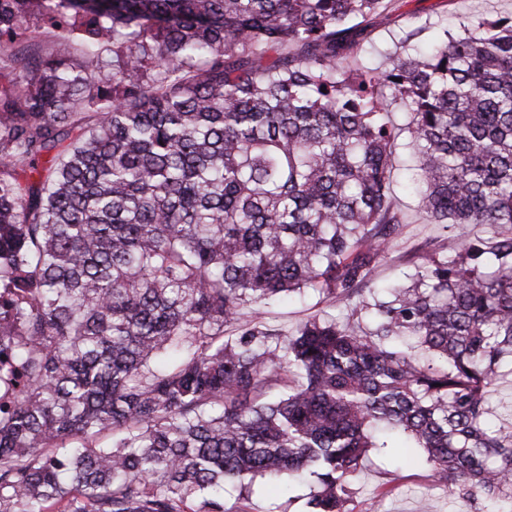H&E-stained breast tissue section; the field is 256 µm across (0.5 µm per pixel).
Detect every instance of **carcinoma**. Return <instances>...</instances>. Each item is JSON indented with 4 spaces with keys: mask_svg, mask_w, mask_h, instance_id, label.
Wrapping results in <instances>:
<instances>
[{
    "mask_svg": "<svg viewBox=\"0 0 512 512\" xmlns=\"http://www.w3.org/2000/svg\"><path fill=\"white\" fill-rule=\"evenodd\" d=\"M390 2L0 0V512H226L305 475L345 512L397 437L512 512V13L371 68ZM401 139L426 218L490 234L379 286ZM308 289L346 321H267Z\"/></svg>",
    "mask_w": 512,
    "mask_h": 512,
    "instance_id": "1",
    "label": "carcinoma"
}]
</instances>
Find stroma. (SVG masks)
I'll use <instances>...</instances> for the list:
<instances>
[{
	"instance_id": "1",
	"label": "stroma",
	"mask_w": 512,
	"mask_h": 512,
	"mask_svg": "<svg viewBox=\"0 0 512 512\" xmlns=\"http://www.w3.org/2000/svg\"><path fill=\"white\" fill-rule=\"evenodd\" d=\"M512 12V0H392L388 16L373 18L369 24V38L362 47L363 58L377 60L381 53L392 49V40L402 27L430 21L447 26L450 34L458 35L463 25L475 24L492 13ZM404 215L400 254L422 253L435 247H454L459 235L481 236L484 226L465 225L442 231L417 211V202L402 197ZM328 300L317 293L304 291L293 299L273 304L270 320L283 331L294 330L308 316L328 310ZM310 483L292 486L289 491L277 489L268 479L257 477L251 483L246 498H239L238 490L226 487L224 506L229 512L245 507L247 512H308ZM349 512H485L484 502L464 505L461 500L449 498L436 486L422 455L414 448H393L388 455L370 453L358 480L352 484Z\"/></svg>"
}]
</instances>
